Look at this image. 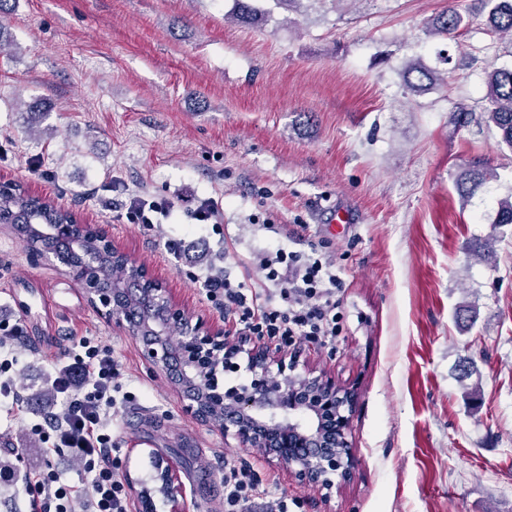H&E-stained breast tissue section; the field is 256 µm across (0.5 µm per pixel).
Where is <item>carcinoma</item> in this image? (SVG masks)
I'll return each mask as SVG.
<instances>
[{"instance_id":"1","label":"carcinoma","mask_w":512,"mask_h":512,"mask_svg":"<svg viewBox=\"0 0 512 512\" xmlns=\"http://www.w3.org/2000/svg\"><path fill=\"white\" fill-rule=\"evenodd\" d=\"M489 8L487 21L491 30L501 36L512 38V0H478ZM270 10L260 0H233L229 12L236 23H258L268 19ZM471 15L468 8L454 5L432 19L429 34L440 38H452L467 25ZM404 81L413 93L427 90L444 83L439 73L420 63L410 61L405 65ZM485 110L489 121L497 129L500 143L512 150V67L491 65L485 71ZM490 169L481 162L473 163L456 182L462 200H467L489 179ZM4 223L15 225V230L28 249L40 251L47 248L46 239L38 231L41 224H65L68 214L55 210L48 202L36 198L22 187L16 197L4 201ZM126 281V271L121 262H109V274L103 286L110 288Z\"/></svg>"}]
</instances>
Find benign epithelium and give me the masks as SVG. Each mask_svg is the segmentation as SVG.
<instances>
[{"label": "benign epithelium", "mask_w": 512, "mask_h": 512, "mask_svg": "<svg viewBox=\"0 0 512 512\" xmlns=\"http://www.w3.org/2000/svg\"><path fill=\"white\" fill-rule=\"evenodd\" d=\"M52 234L67 249L77 250L89 239L94 250L87 254V272L82 281L89 301L109 318L127 324L139 341L144 357L190 400L191 412L200 420L232 434L243 450L255 453L286 470L295 480L325 491L330 496L332 477L351 478L353 459L348 425L353 410V391L336 386L323 374L298 370L268 345L231 343L223 333L177 304L167 286L129 254L112 245L94 224H58ZM127 258L130 283L123 289H106L105 252ZM185 328L179 345L168 343L169 326ZM246 354L253 378L249 385L227 389L218 373L238 368L239 355ZM277 366L278 375L271 376ZM154 474L144 482L125 471L136 491L141 512H156L161 498L170 512H186V492L172 458L160 448L149 451Z\"/></svg>", "instance_id": "obj_1"}]
</instances>
